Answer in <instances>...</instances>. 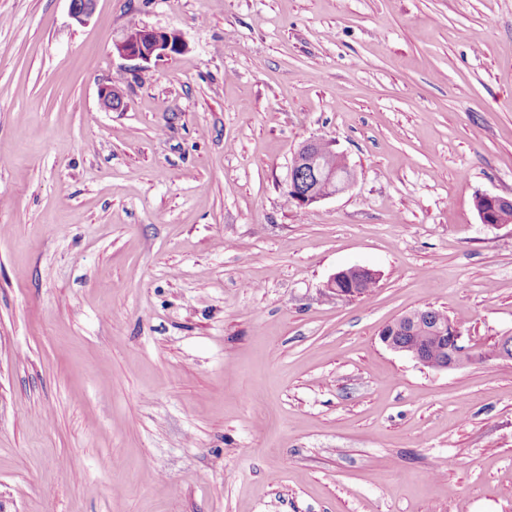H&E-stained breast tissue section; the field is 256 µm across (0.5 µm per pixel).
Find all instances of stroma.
Returning <instances> with one entry per match:
<instances>
[{"label":"stroma","instance_id":"obj_1","mask_svg":"<svg viewBox=\"0 0 512 512\" xmlns=\"http://www.w3.org/2000/svg\"><path fill=\"white\" fill-rule=\"evenodd\" d=\"M134 23L184 51L139 69ZM312 138L356 182L300 209ZM480 193L512 0H0V512H512V360L380 340L427 305L512 336Z\"/></svg>","mask_w":512,"mask_h":512}]
</instances>
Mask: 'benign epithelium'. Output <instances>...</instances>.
Returning <instances> with one entry per match:
<instances>
[{"label":"benign epithelium","instance_id":"obj_1","mask_svg":"<svg viewBox=\"0 0 512 512\" xmlns=\"http://www.w3.org/2000/svg\"><path fill=\"white\" fill-rule=\"evenodd\" d=\"M70 17L79 24H84L92 16L95 0H69ZM119 56L132 61L150 63L162 57H168L185 49L181 36L175 31L158 30L147 26L127 28L122 37L115 41ZM101 105L108 110H117L123 105V92L116 84H106L100 88ZM324 153L336 156V168L329 172H320L319 158ZM356 181L354 170L345 157L336 152L334 143L326 139H312L302 144L292 157L288 188L294 193L298 206L306 208L325 199L347 191ZM479 198L491 207L489 211L480 212L483 224H508L512 218L505 211L512 208V198L492 194H481ZM431 326L437 338H448L449 363H434L426 355L409 350L394 340L398 332H414ZM384 344L390 349L410 355L420 364L436 370L460 367L467 358L475 356V347L467 343L463 332L453 322L436 321L432 317V307L425 306L406 314L403 321L392 330L381 334Z\"/></svg>","mask_w":512,"mask_h":512}]
</instances>
